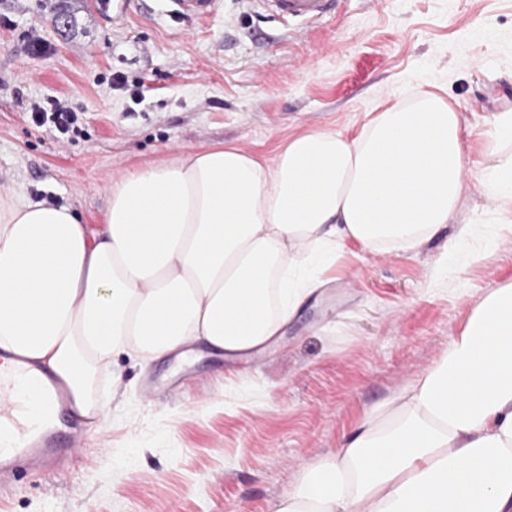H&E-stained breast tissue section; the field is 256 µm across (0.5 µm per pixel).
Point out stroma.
Returning <instances> with one entry per match:
<instances>
[{"label":"stroma","mask_w":512,"mask_h":512,"mask_svg":"<svg viewBox=\"0 0 512 512\" xmlns=\"http://www.w3.org/2000/svg\"><path fill=\"white\" fill-rule=\"evenodd\" d=\"M112 2L0 0V190L70 205L86 224L102 222L124 170L188 150L270 156L306 129L352 137L423 91L461 116L471 171L448 228L415 250L349 243L330 283L250 359L203 345L144 366L119 358L109 409L70 466L0 494V512H273L303 466L332 456L512 283V241L481 261L455 241L458 225L512 221L481 178L484 100L512 89V0H343L300 33L258 0L180 20L162 0ZM49 98L76 112L71 140L33 124L31 103Z\"/></svg>","instance_id":"stroma-1"}]
</instances>
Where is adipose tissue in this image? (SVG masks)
<instances>
[{
    "mask_svg": "<svg viewBox=\"0 0 512 512\" xmlns=\"http://www.w3.org/2000/svg\"><path fill=\"white\" fill-rule=\"evenodd\" d=\"M484 174L512 202V112ZM461 117L426 92L353 138L304 130L267 157L191 151L113 179L99 228L69 205L0 192V372L55 376L99 425L120 356L267 344L348 241L415 249L452 221L467 174ZM275 512H512V284L474 307L440 360L304 467Z\"/></svg>",
    "mask_w": 512,
    "mask_h": 512,
    "instance_id": "ef3b65f1",
    "label": "adipose tissue"
}]
</instances>
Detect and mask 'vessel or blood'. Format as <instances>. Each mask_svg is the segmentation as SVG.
I'll list each match as a JSON object with an SVG mask.
<instances>
[{
  "label": "vessel or blood",
  "mask_w": 512,
  "mask_h": 512,
  "mask_svg": "<svg viewBox=\"0 0 512 512\" xmlns=\"http://www.w3.org/2000/svg\"><path fill=\"white\" fill-rule=\"evenodd\" d=\"M169 14L177 19L206 17L216 8V0H169ZM340 0H260L273 20L282 25L311 26L335 15ZM53 405L66 404V394L51 376H36L22 370L0 377V481L17 466L39 477L64 464L74 452L61 435L56 422L43 419L37 398Z\"/></svg>",
  "instance_id": "obj_1"
}]
</instances>
